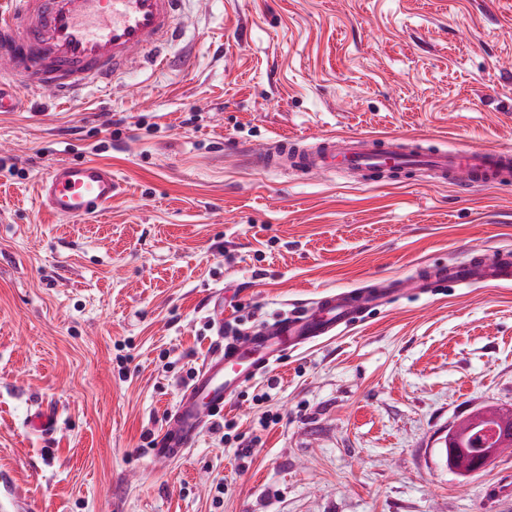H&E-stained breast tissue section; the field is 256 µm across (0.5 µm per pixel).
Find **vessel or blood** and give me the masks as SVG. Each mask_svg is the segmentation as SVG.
<instances>
[{"mask_svg":"<svg viewBox=\"0 0 512 512\" xmlns=\"http://www.w3.org/2000/svg\"><path fill=\"white\" fill-rule=\"evenodd\" d=\"M184 3L0 0V81L16 79L67 100L86 88L108 87L136 59L164 68L169 50L183 38ZM253 159L263 167L308 173L419 169L462 188L512 182V150L486 145L430 152L406 146L399 138L332 135L313 146L282 141L257 150ZM114 191L111 169L90 161L56 163L38 183L42 203L63 218L96 216L111 203ZM476 282L512 285V251L458 260L418 275L423 293ZM383 294L380 288L330 292L233 336L225 335L223 319L213 320L211 349L151 448L152 459L183 457L242 385L261 376L283 351L339 335L380 306Z\"/></svg>","mask_w":512,"mask_h":512,"instance_id":"vessel-or-blood-1","label":"vessel or blood"}]
</instances>
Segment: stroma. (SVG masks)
<instances>
[{
    "mask_svg": "<svg viewBox=\"0 0 512 512\" xmlns=\"http://www.w3.org/2000/svg\"><path fill=\"white\" fill-rule=\"evenodd\" d=\"M173 68L0 112V492L28 512H512V454L446 465L449 426L512 407V286L408 289L288 350L179 460L148 450L211 348L328 290L512 249V185L249 163L283 138L512 149V0H187ZM196 123H185L188 111ZM59 161L110 167L61 218ZM53 408L50 436L28 416ZM115 188L110 168L90 161H63L42 176L38 195L59 217L90 218L112 203Z\"/></svg>",
    "mask_w": 512,
    "mask_h": 512,
    "instance_id": "35a3bbf8",
    "label": "stroma"
}]
</instances>
